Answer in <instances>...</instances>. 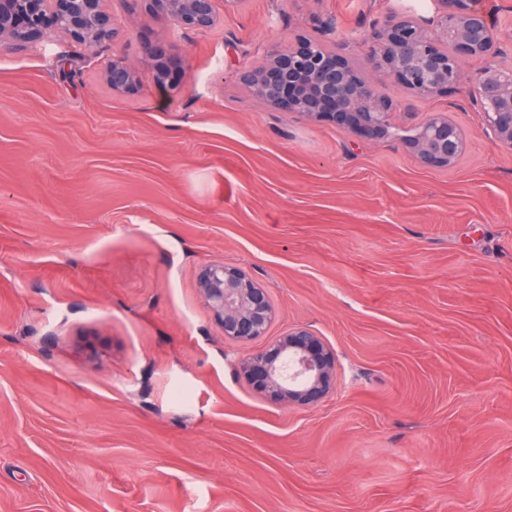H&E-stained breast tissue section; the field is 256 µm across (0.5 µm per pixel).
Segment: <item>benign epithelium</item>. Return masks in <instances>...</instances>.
Wrapping results in <instances>:
<instances>
[{"mask_svg":"<svg viewBox=\"0 0 512 512\" xmlns=\"http://www.w3.org/2000/svg\"><path fill=\"white\" fill-rule=\"evenodd\" d=\"M145 15L164 17L175 28L203 32L218 15L216 0H142ZM434 27L406 15H390L373 26L369 67L420 96L446 95L462 81V63L484 58L487 65L474 78L476 102L497 141L512 148V65L497 61L500 33L476 0H435ZM52 32L89 48L116 35L115 20L105 0H0V45L25 48ZM148 62L158 87L177 93L182 82L171 78L172 61L161 47ZM240 79L270 107L300 112L329 122L358 138L381 141L393 135L394 101L346 56L316 38L302 37ZM103 83L120 96L139 92V70L116 57L102 73ZM402 146L429 167L449 166L463 153L466 141L444 113H436L408 136ZM198 289L224 338L249 343L263 339L275 319L268 291L238 267L207 263ZM239 375L264 399L289 407H310L325 399L336 378V360L323 342L304 326H296L240 360Z\"/></svg>","mask_w":512,"mask_h":512,"instance_id":"benign-epithelium-1","label":"benign epithelium"}]
</instances>
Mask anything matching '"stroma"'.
Here are the masks:
<instances>
[{
    "label": "stroma",
    "mask_w": 512,
    "mask_h": 512,
    "mask_svg": "<svg viewBox=\"0 0 512 512\" xmlns=\"http://www.w3.org/2000/svg\"><path fill=\"white\" fill-rule=\"evenodd\" d=\"M411 4L241 0L186 35L107 0L120 32L96 52L0 47V512H512V149L472 104L484 59L433 98L372 76L394 127H460L449 167L240 80L303 36L365 66L372 26ZM117 56L135 97L101 80ZM206 263L267 289L269 337L328 345L323 402L239 378L254 346L214 323ZM148 62L154 70V81L158 87L169 93H178L182 88V82L171 78V67L174 63L165 55L161 47L152 49L147 55Z\"/></svg>",
    "instance_id": "stroma-1"
}]
</instances>
